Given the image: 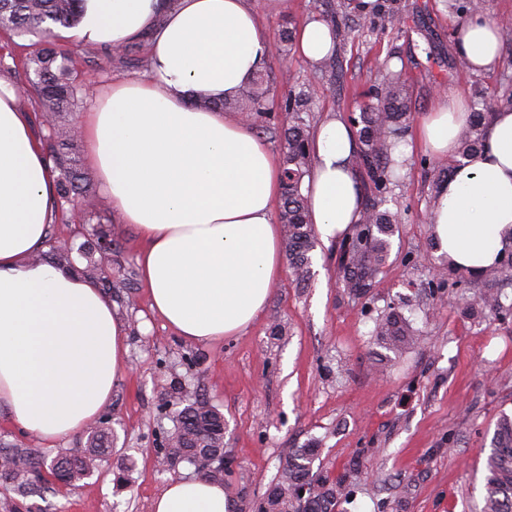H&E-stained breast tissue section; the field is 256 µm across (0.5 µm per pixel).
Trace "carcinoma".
Masks as SVG:
<instances>
[{"label": "carcinoma", "instance_id": "cac0c4a2", "mask_svg": "<svg viewBox=\"0 0 512 512\" xmlns=\"http://www.w3.org/2000/svg\"><path fill=\"white\" fill-rule=\"evenodd\" d=\"M378 23L383 30L401 29L406 15L397 0H386L379 7ZM81 21L78 0H0V28L20 33L39 32L51 36L57 28H74ZM334 38L339 44L355 39L352 29L343 16L335 11L323 15ZM26 71L33 75L29 85L15 86L18 104L34 99L40 111L58 118L50 130L49 140L62 169L57 181L58 194L62 199L75 195L87 196L91 187L84 173L72 157L78 137L73 135V123L66 120L72 111L77 93L82 86L75 83L66 58H58L52 47H39L30 55ZM267 81L260 75L239 92L236 99L228 101L222 97H202L194 105L211 108H232L246 114L254 122L267 114ZM288 126L280 129L282 141V200L279 214L281 223L287 228L286 251L288 262L296 281H304L310 275L309 253L316 247L313 225L307 218L308 198L303 193L304 179L312 165L307 151L309 136V96L302 93L286 102ZM412 119L410 102L399 78L392 76L377 87L374 101L360 113L357 135L361 143L354 156L353 167L365 172L368 195L364 202V215L355 225L346 243L340 246L339 265L345 287L361 295L376 284V279L390 253V238L393 235V219L379 211L382 197L389 182V167L394 139ZM492 120V113L483 112L478 120L459 135L461 158H466L481 149L484 134ZM81 272L101 283L105 292L123 302L120 287L131 284L135 276L133 268L123 269L120 280H109L98 259L85 261ZM480 278L488 289L480 298L479 305L492 312L502 308L501 289L503 281L512 284V259L504 258L500 265L486 270ZM376 335L388 350L397 351L412 339L404 318L397 312L381 317L376 324ZM221 415L208 401L194 399L177 413L174 427L167 437L176 440V446L167 451L165 458L173 467L182 461L194 465L209 464L207 476L222 475L220 457ZM87 447L75 452L46 460L37 448L12 444L0 448V484L9 486L26 496L35 485L34 476L44 470L56 480L70 483L90 475L112 450V432L109 422L99 421L87 435ZM314 450L301 448L290 451L283 468L282 480L274 487L272 499L267 501L270 512H331V506L340 494L341 484L324 480L320 490L303 502L297 501L291 489L306 475L313 461ZM486 495L482 512H512V417L503 414L496 422L493 444L486 459Z\"/></svg>", "mask_w": 512, "mask_h": 512}]
</instances>
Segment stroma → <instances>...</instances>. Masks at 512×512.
Segmentation results:
<instances>
[{
	"label": "stroma",
	"instance_id": "1",
	"mask_svg": "<svg viewBox=\"0 0 512 512\" xmlns=\"http://www.w3.org/2000/svg\"><path fill=\"white\" fill-rule=\"evenodd\" d=\"M263 17L273 49L263 68L271 94L268 127L257 135L273 150L286 97L307 87L311 118H357L385 75L405 81L413 115L429 111L440 91L512 97V45L493 70L455 77L454 30L459 12L448 0H401L402 31L365 28L358 44L338 48L335 78L294 61L297 82L280 77L278 47L284 20L318 16L319 0H251ZM42 38L0 33V83L25 79L23 65ZM86 84L74 110L118 79L143 78L144 55L121 56L92 43L56 34L51 41ZM411 153L397 161L383 210L395 219L390 256L375 288L350 296L340 281L338 244H318L307 284L284 272L263 316L245 333L221 343L176 336L151 315L142 286H134L119 313L127 325L132 368L113 386L105 408L116 435L95 472L75 486L54 485L24 498L28 512H149L169 482L193 477V465L173 469L160 460L165 432L187 397L207 399L227 423L224 457L232 463L221 481L238 512H256L278 481L289 450L314 448L305 481L342 479L333 512H481L486 457L501 414L512 415V286H504L503 312L478 307L482 280L449 268L430 232L436 199L431 170L438 157L417 144L414 127L400 136ZM82 208L58 201L51 240L70 235L91 216L110 225L135 261L133 225L118 223L96 180ZM396 309L416 334L395 353L374 334L376 320Z\"/></svg>",
	"mask_w": 512,
	"mask_h": 512
}]
</instances>
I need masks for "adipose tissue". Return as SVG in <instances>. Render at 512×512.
Listing matches in <instances>:
<instances>
[{
	"mask_svg": "<svg viewBox=\"0 0 512 512\" xmlns=\"http://www.w3.org/2000/svg\"><path fill=\"white\" fill-rule=\"evenodd\" d=\"M76 40L118 49L150 33L149 77L113 82L76 120L119 223L134 225L135 260L151 310L193 342L241 335L265 311L284 263L280 166L269 144L236 114L191 105L232 95L268 58L265 24L249 0H82ZM458 55L473 72L501 61L497 24L458 26ZM335 49L312 19L295 31V54L314 65ZM469 118L461 95L440 92L418 120L432 154L457 157ZM310 222L323 242L342 238L363 213L351 161L354 129L332 116L309 134ZM51 163L7 86L0 85V411L43 444L80 433L103 411L131 365L126 330L95 280L41 260L53 216ZM431 234L450 268L478 275L512 249V108H499L484 145L439 191ZM222 482H171L151 512H229Z\"/></svg>",
	"mask_w": 512,
	"mask_h": 512,
	"instance_id": "adipose-tissue-1",
	"label": "adipose tissue"
}]
</instances>
